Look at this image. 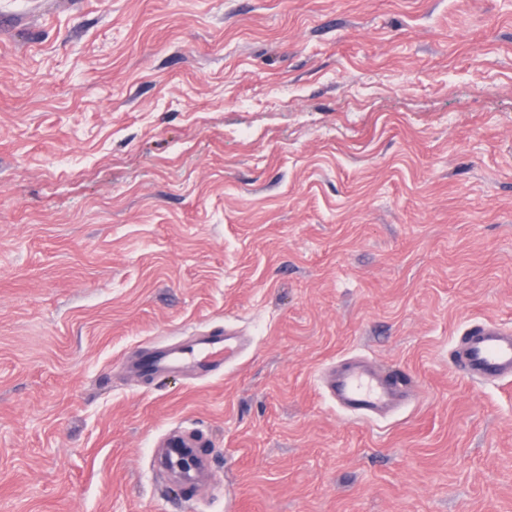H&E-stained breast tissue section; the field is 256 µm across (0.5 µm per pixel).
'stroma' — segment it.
<instances>
[{
    "instance_id": "obj_1",
    "label": "stroma",
    "mask_w": 512,
    "mask_h": 512,
    "mask_svg": "<svg viewBox=\"0 0 512 512\" xmlns=\"http://www.w3.org/2000/svg\"><path fill=\"white\" fill-rule=\"evenodd\" d=\"M1 13L0 512H512V382L449 365L512 329V0ZM226 330L212 375L130 366ZM349 356L413 397L349 416Z\"/></svg>"
}]
</instances>
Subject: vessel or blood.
<instances>
[{
    "mask_svg": "<svg viewBox=\"0 0 512 512\" xmlns=\"http://www.w3.org/2000/svg\"><path fill=\"white\" fill-rule=\"evenodd\" d=\"M238 354L239 348L231 343L229 336L211 335L179 352L137 354L132 368L142 375H157L187 366L207 374L235 360ZM451 368L459 377L473 382H511L512 331L482 322L471 324L458 340ZM325 384L338 407L362 420L387 415L411 390V380L405 373L385 371L366 363L330 370Z\"/></svg>",
    "mask_w": 512,
    "mask_h": 512,
    "instance_id": "1",
    "label": "vessel or blood"
}]
</instances>
